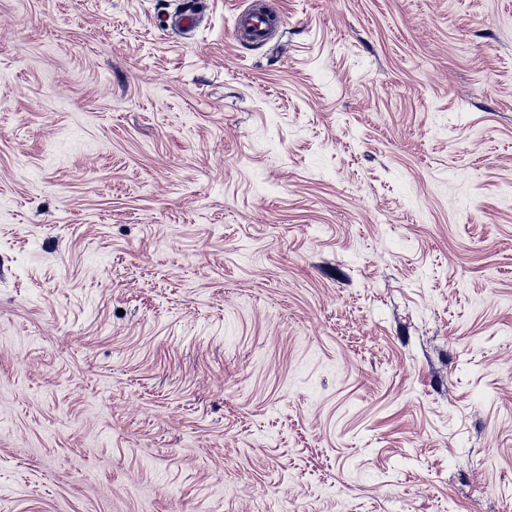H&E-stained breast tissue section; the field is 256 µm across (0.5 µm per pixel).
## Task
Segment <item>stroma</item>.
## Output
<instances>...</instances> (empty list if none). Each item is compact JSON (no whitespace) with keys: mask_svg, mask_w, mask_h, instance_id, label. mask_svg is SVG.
<instances>
[{"mask_svg":"<svg viewBox=\"0 0 512 512\" xmlns=\"http://www.w3.org/2000/svg\"><path fill=\"white\" fill-rule=\"evenodd\" d=\"M239 2L0 0V512H512V0ZM283 26L282 15L270 12L261 2H256L255 7L245 8L236 14L231 32L238 41L259 45L266 43L271 34Z\"/></svg>","mask_w":512,"mask_h":512,"instance_id":"stroma-1","label":"stroma"}]
</instances>
